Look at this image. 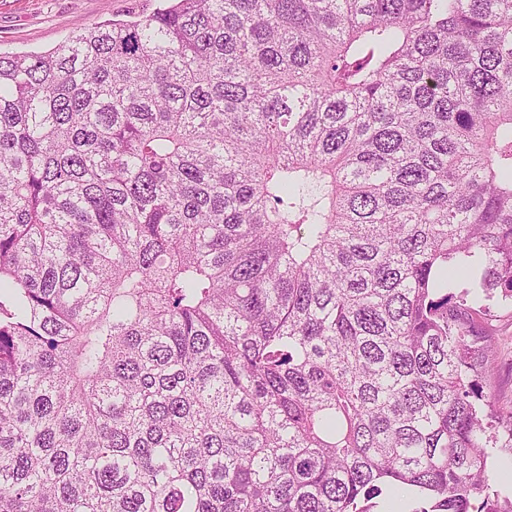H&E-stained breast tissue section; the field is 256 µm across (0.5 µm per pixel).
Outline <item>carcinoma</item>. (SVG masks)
<instances>
[{"mask_svg": "<svg viewBox=\"0 0 512 512\" xmlns=\"http://www.w3.org/2000/svg\"><path fill=\"white\" fill-rule=\"evenodd\" d=\"M0 55V512H512V0H166ZM499 317L493 321L494 359L492 360L493 380L500 402L512 401V318L511 310L498 311ZM493 470L496 475V489L501 492V498L512 497V460L510 455H499L493 460ZM361 505H367L370 508V512H415L421 510L423 507H427L423 498L416 495L414 492H411L402 503L401 501H392L384 494L369 502H362Z\"/></svg>", "mask_w": 512, "mask_h": 512, "instance_id": "cac0c4a2", "label": "carcinoma"}]
</instances>
